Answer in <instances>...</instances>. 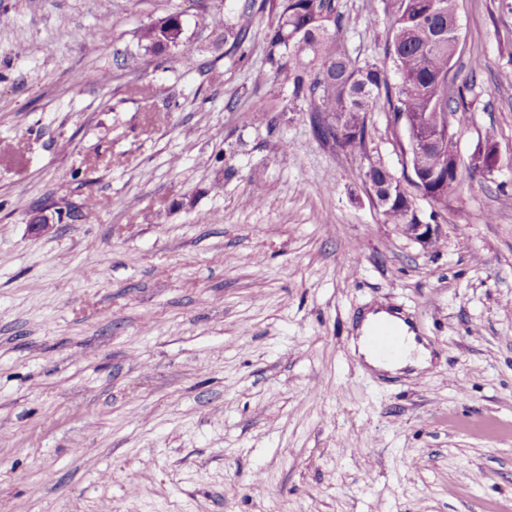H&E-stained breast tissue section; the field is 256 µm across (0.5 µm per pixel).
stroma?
<instances>
[{
	"instance_id": "35a3bbf8",
	"label": "stroma",
	"mask_w": 512,
	"mask_h": 512,
	"mask_svg": "<svg viewBox=\"0 0 512 512\" xmlns=\"http://www.w3.org/2000/svg\"><path fill=\"white\" fill-rule=\"evenodd\" d=\"M337 3L384 62L383 0ZM456 9L461 163H499L417 198L427 251L363 183L403 173L388 114L318 139L268 18L230 59L224 0H0V512H512V0ZM170 16L180 46L140 40ZM377 307L428 368L353 352Z\"/></svg>"
}]
</instances>
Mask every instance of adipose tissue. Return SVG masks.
<instances>
[{
	"instance_id": "ef3b65f1",
	"label": "adipose tissue",
	"mask_w": 512,
	"mask_h": 512,
	"mask_svg": "<svg viewBox=\"0 0 512 512\" xmlns=\"http://www.w3.org/2000/svg\"><path fill=\"white\" fill-rule=\"evenodd\" d=\"M390 323L397 325L402 334L403 353L399 358L386 360L377 357L369 348L366 337L370 330L377 324ZM361 336L358 340V353L363 356L365 362L371 367L385 371L397 372L405 368L424 369L429 367L431 352L418 342L415 334L407 324H404L397 315L384 309H376L367 313L360 326Z\"/></svg>"
}]
</instances>
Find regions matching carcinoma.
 <instances>
[{"label": "carcinoma", "instance_id": "obj_1", "mask_svg": "<svg viewBox=\"0 0 512 512\" xmlns=\"http://www.w3.org/2000/svg\"><path fill=\"white\" fill-rule=\"evenodd\" d=\"M385 13L391 18L385 56L398 76L395 84L385 66L360 62L338 38L342 17L336 0H238L235 16H215L213 23L224 25V56L232 58L242 51L258 16L273 18L265 34L267 60L292 70V101L304 103L313 113L316 137L355 153L365 150L374 112L393 114L411 132L426 118L445 127L448 115L469 111L462 88L453 95L448 86V70L458 51L448 32V21L457 16L456 0H385ZM181 35L176 16L142 31L149 47L159 50L179 46ZM423 170L429 181L419 176L407 183L417 189L425 185L431 202L447 209L448 195L462 182L460 167H441V152L434 149L426 154ZM366 174L368 189L377 197L393 190L383 207L387 223H414L412 195L391 188L393 174L373 164Z\"/></svg>", "mask_w": 512, "mask_h": 512}]
</instances>
